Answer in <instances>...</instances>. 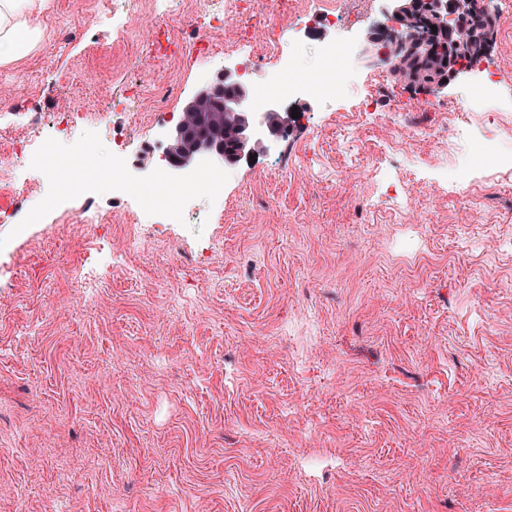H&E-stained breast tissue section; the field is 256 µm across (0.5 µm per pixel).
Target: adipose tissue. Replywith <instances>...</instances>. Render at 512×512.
<instances>
[{
  "mask_svg": "<svg viewBox=\"0 0 512 512\" xmlns=\"http://www.w3.org/2000/svg\"><path fill=\"white\" fill-rule=\"evenodd\" d=\"M51 0H0V68L15 66L42 44Z\"/></svg>",
  "mask_w": 512,
  "mask_h": 512,
  "instance_id": "1",
  "label": "adipose tissue"
}]
</instances>
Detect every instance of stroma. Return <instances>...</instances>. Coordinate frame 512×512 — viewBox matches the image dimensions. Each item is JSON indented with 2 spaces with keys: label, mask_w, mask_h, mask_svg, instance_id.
Masks as SVG:
<instances>
[{
  "label": "stroma",
  "mask_w": 512,
  "mask_h": 512,
  "mask_svg": "<svg viewBox=\"0 0 512 512\" xmlns=\"http://www.w3.org/2000/svg\"><path fill=\"white\" fill-rule=\"evenodd\" d=\"M47 37L0 68L28 132L65 105L97 107L102 74L133 61L142 95L77 139L138 137L146 169L153 72L182 112L196 67L157 55L145 28L113 46L97 0H54ZM94 42H61L63 26ZM110 46L101 55L100 45ZM512 153V101L459 124L447 146L343 111L292 122L301 157L232 166L222 201L150 236L136 203L96 192L43 210L25 237L0 224V512H512V182L477 203L437 180L468 162L486 122ZM358 136L341 144L344 126ZM404 136L422 240L400 229L356 157Z\"/></svg>",
  "instance_id": "stroma-1"
}]
</instances>
